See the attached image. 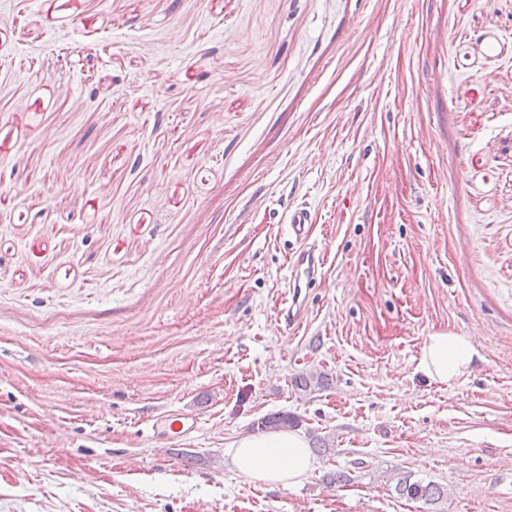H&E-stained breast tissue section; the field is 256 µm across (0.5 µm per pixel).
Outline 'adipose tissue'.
<instances>
[{"label":"adipose tissue","instance_id":"ef3b65f1","mask_svg":"<svg viewBox=\"0 0 512 512\" xmlns=\"http://www.w3.org/2000/svg\"><path fill=\"white\" fill-rule=\"evenodd\" d=\"M478 356L467 337L435 332L424 342L417 369L429 380L447 384L468 372ZM230 452L236 474L270 485H299L314 467L303 436L294 431L245 435Z\"/></svg>","mask_w":512,"mask_h":512}]
</instances>
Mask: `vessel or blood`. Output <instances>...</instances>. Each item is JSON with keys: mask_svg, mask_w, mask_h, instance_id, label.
I'll use <instances>...</instances> for the list:
<instances>
[{"mask_svg": "<svg viewBox=\"0 0 512 512\" xmlns=\"http://www.w3.org/2000/svg\"><path fill=\"white\" fill-rule=\"evenodd\" d=\"M288 234L298 245V251L291 266V275L288 281V297L283 308L278 311V318L285 326L301 325L307 312V300L302 292L311 288L321 275L325 254L315 247L309 246L308 237L312 224L310 210L304 206H297L288 210L284 216ZM195 417L181 413L166 415L163 420L153 423L148 430L152 438H186L196 429Z\"/></svg>", "mask_w": 512, "mask_h": 512, "instance_id": "b4317fda", "label": "vessel or blood"}]
</instances>
